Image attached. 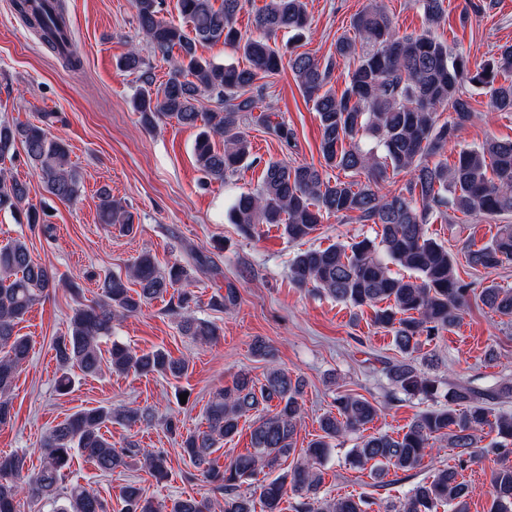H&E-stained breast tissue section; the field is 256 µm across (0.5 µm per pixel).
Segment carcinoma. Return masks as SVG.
<instances>
[{"instance_id": "cac0c4a2", "label": "carcinoma", "mask_w": 512, "mask_h": 512, "mask_svg": "<svg viewBox=\"0 0 512 512\" xmlns=\"http://www.w3.org/2000/svg\"><path fill=\"white\" fill-rule=\"evenodd\" d=\"M245 0H177L180 22L162 15V0H134L138 29L163 57L172 60L168 79L155 82L152 67L132 46L119 59V67L137 74L140 87L133 107L144 127L163 119L201 131L194 145L199 171L222 182L251 161L252 145L241 123L262 103L260 80L280 71L282 55L270 41L280 31L300 36L308 24L306 0H268L255 17L256 34L243 37L235 26ZM429 24L419 34L401 35L385 9L374 3L352 21L354 38L336 42L335 58L323 62L309 53L292 54L288 66L298 88L313 104L321 129L323 163L268 161L260 184L241 194L230 210V221L247 238L263 224L282 226L288 239L313 234L323 214H356L365 224L379 227L374 238L297 252L289 262L292 282L322 291L339 303L360 309L376 308L374 322L393 333L402 359L384 367L388 380L403 394L430 406L421 411L403 434L364 436L350 449L354 467L370 469L382 480L390 472L421 467L432 455L431 441L448 440L456 450L457 465L438 470L429 481L418 483L392 512H468L469 486L461 471L489 453L512 450V415L495 413V405L512 397V384L495 389L458 385L439 402L442 362L438 355L420 357L421 346L456 326L470 307L472 283L456 272L455 257L427 234V225L448 220V210L468 217L512 214V140L490 139L481 146L463 148L453 166L444 155L448 144L472 120L466 86L482 91L492 112H512V45L475 67L452 53L432 29L446 20L444 0H417ZM21 21L73 71L82 67L69 42L68 19L58 0L38 7L34 0H15ZM221 42L242 52L248 66L217 63L198 54V46ZM350 61L341 93L330 86L336 61ZM216 98L211 110L206 101ZM452 110L440 121L441 112ZM55 116L42 115L41 124L0 123V161L16 157L22 146L27 162L48 193L62 202L75 200L81 177L63 141L52 136ZM222 145H216L215 139ZM365 174V182L331 180L327 170ZM405 182L394 191H382L390 176ZM27 187L0 170V209L26 206L27 223L41 224L40 213L25 204ZM100 217L104 224L133 230L134 216L110 193L100 192ZM466 261L474 269H496L512 261V224H503L482 246L467 248ZM408 271L404 275L391 266ZM190 274L179 260L160 268L152 253L135 258L125 273L104 278L98 300L77 302L68 332L55 343V356L64 369L56 390H70L75 372L98 374L106 366L123 375L156 374L180 379L189 360L173 357L165 349L136 352L112 339V324L141 311L155 299L170 296L181 334L200 344L219 338V328L195 315L186 285ZM135 284L133 290L129 284ZM56 278L45 265L33 260L28 243L16 238L0 247V425L12 419L13 381L32 349L31 341L16 327L24 315L49 291ZM174 295H169V292ZM479 301L491 312L512 318V289L492 283L482 288ZM111 342L108 356L100 343ZM255 357L268 364L264 379L254 380L240 371L230 387L218 389L209 401L203 430H183L180 420H162L146 408L98 405L82 408L52 426L42 444L43 463L34 473L24 472L23 457L0 458V512H18L20 496L44 500L51 512H107L99 493L79 482L63 486L74 459L91 462L103 475L118 468L141 464L158 481L168 477L167 455L129 441L118 448L102 428L115 421L129 427L160 425L177 440L182 456L222 500L194 497L173 500L162 510L137 483L120 488L122 512H255L254 501L241 494V485L261 473V512H283L288 493L296 500L293 512H369L375 501L353 495H320V466L348 433L361 431L380 407L353 393L336 396L337 414L320 419L322 435L305 448L297 447L303 411L304 381L275 365L273 348L263 340L252 346ZM254 416L251 450L224 466L212 455L239 431V422ZM489 427L497 440L479 446V432ZM297 456L288 470L277 472L281 460ZM488 512H512V465L494 469L490 481Z\"/></svg>"}]
</instances>
